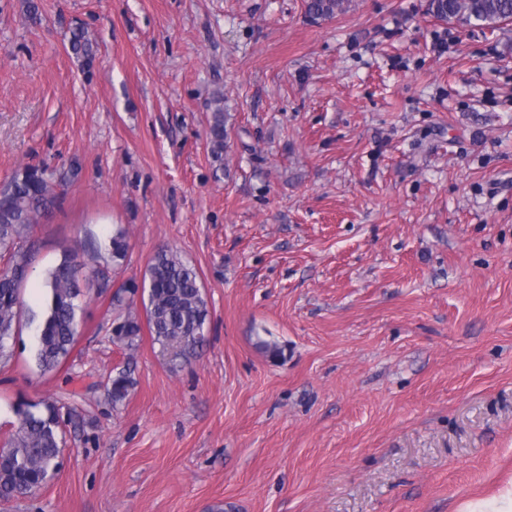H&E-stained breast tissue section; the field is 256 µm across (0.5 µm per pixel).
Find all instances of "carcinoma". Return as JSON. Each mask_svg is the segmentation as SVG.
I'll list each match as a JSON object with an SVG mask.
<instances>
[{
  "label": "carcinoma",
  "instance_id": "cac0c4a2",
  "mask_svg": "<svg viewBox=\"0 0 512 512\" xmlns=\"http://www.w3.org/2000/svg\"><path fill=\"white\" fill-rule=\"evenodd\" d=\"M348 0H304L305 14L313 21L328 19L346 9ZM428 10L435 17L461 26L494 30L512 20V0H429ZM69 51L82 63L95 54L94 41L88 30L78 26L72 30ZM211 117L207 131L208 152L217 167L224 164V147L228 139L230 114L224 112V95L212 96ZM66 182L47 169L27 166L16 173L0 191V359L7 358L9 341L19 327L23 306L22 288L27 279L31 255L35 250L32 234L39 220L57 206L65 192ZM104 248L113 265L119 267L129 251L127 231L118 227ZM84 264L78 253L64 254L61 261L45 277V293L37 312H30L35 325L33 356L43 372L57 368L71 354L77 336L75 303L80 294L79 281L88 289L102 281L97 294L106 293L110 279L97 269L79 278ZM134 281L123 282L110 295L112 320L99 331L112 336V324L120 323L119 343L128 350L137 348L142 326L147 329L161 352L174 364L196 357L206 342L208 303L197 269L177 252L161 249L150 259L142 277V300L146 323L134 311L130 289ZM134 381L127 369L110 376L106 388L117 406L133 389ZM16 417L15 430L0 443V499L34 493L58 474L64 430L58 406L53 402L32 403L19 400L11 405Z\"/></svg>",
  "mask_w": 512,
  "mask_h": 512
}]
</instances>
